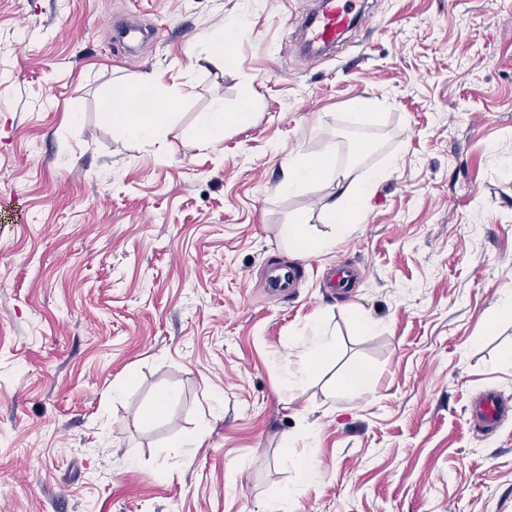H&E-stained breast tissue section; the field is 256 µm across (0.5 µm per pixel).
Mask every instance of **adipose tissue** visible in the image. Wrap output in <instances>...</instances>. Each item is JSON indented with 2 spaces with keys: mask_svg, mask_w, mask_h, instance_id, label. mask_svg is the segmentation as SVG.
Segmentation results:
<instances>
[{
  "mask_svg": "<svg viewBox=\"0 0 512 512\" xmlns=\"http://www.w3.org/2000/svg\"><path fill=\"white\" fill-rule=\"evenodd\" d=\"M158 82L157 74L146 73L134 85L113 93L101 112L103 121L118 136L127 140L145 142L152 139L170 108L168 101L156 95ZM146 93L153 96L151 107L134 110L133 102ZM386 175V169L375 168L365 171L360 178L352 181L344 171L336 169L329 157L314 155L289 164L280 182V189L290 193L326 177H334L337 192L334 198L324 204L323 217L327 223L335 226L338 235L343 236L350 233L355 224L363 221L367 201ZM335 355V334L322 321H315L306 334L298 362L286 372L285 385L291 390L300 389Z\"/></svg>",
  "mask_w": 512,
  "mask_h": 512,
  "instance_id": "ef3b65f1",
  "label": "adipose tissue"
}]
</instances>
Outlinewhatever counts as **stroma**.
I'll use <instances>...</instances> for the list:
<instances>
[{
	"mask_svg": "<svg viewBox=\"0 0 512 512\" xmlns=\"http://www.w3.org/2000/svg\"><path fill=\"white\" fill-rule=\"evenodd\" d=\"M303 5L0 0V512H264L283 489L291 512H512V416H469L487 390L512 406V0H358L308 62ZM235 17L233 62L194 68ZM125 22L151 32L132 55ZM147 72L172 106L135 143L101 111ZM218 100L235 120L205 148ZM323 152L388 171L340 238L335 180L279 188ZM294 221L335 248L289 254ZM274 265L293 292L263 288ZM319 318L336 356L288 392ZM233 113L224 112V104L216 101L209 112L199 119L196 135L205 147L217 148L224 140V129L232 121Z\"/></svg>",
	"mask_w": 512,
	"mask_h": 512,
	"instance_id": "obj_1",
	"label": "stroma"
}]
</instances>
